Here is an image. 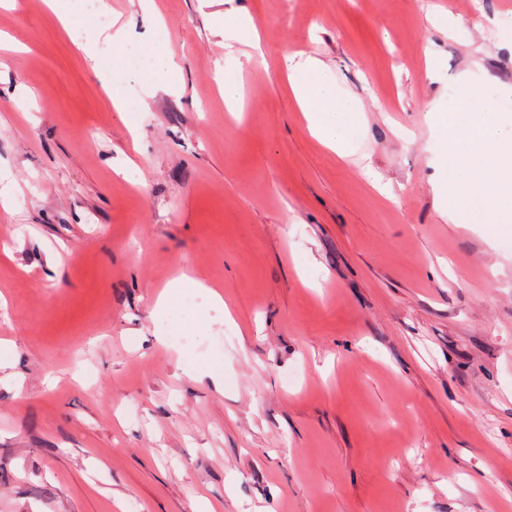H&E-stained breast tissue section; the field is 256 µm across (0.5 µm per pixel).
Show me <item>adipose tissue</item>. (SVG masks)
<instances>
[{
	"instance_id": "ef3b65f1",
	"label": "adipose tissue",
	"mask_w": 512,
	"mask_h": 512,
	"mask_svg": "<svg viewBox=\"0 0 512 512\" xmlns=\"http://www.w3.org/2000/svg\"><path fill=\"white\" fill-rule=\"evenodd\" d=\"M58 9L73 43L88 56L103 58L97 74L102 82L126 74L135 58H143L144 73L157 80L174 66L164 52L133 43L123 30L99 37L77 18L75 6ZM291 95L309 128L320 143L338 149L341 134L351 120L350 113L336 107V85L316 59L284 57ZM461 119L437 157L439 177L435 186L442 211L458 222L483 224L487 220L512 223V115H500L485 93L484 82L463 78L458 84Z\"/></svg>"
}]
</instances>
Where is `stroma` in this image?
<instances>
[{
  "mask_svg": "<svg viewBox=\"0 0 512 512\" xmlns=\"http://www.w3.org/2000/svg\"><path fill=\"white\" fill-rule=\"evenodd\" d=\"M109 2L178 66L114 78L124 119L43 0L0 6V512H512V233L434 193L459 77L512 113V0ZM232 6L266 65L225 57ZM281 67L294 102L308 120L313 136L324 146L338 151L341 134L351 115L336 108V84L324 74V66L317 59L287 55Z\"/></svg>",
  "mask_w": 512,
  "mask_h": 512,
  "instance_id": "stroma-1",
  "label": "stroma"
}]
</instances>
